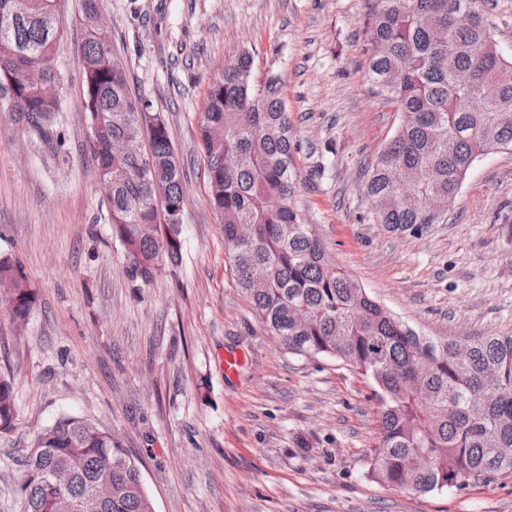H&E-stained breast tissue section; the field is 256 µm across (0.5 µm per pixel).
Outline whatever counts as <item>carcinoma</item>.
<instances>
[{"label":"carcinoma","instance_id":"carcinoma-1","mask_svg":"<svg viewBox=\"0 0 512 512\" xmlns=\"http://www.w3.org/2000/svg\"><path fill=\"white\" fill-rule=\"evenodd\" d=\"M477 0H374L367 23V73L401 120L372 161L365 197L377 223L394 230L446 224L399 202L403 173L412 190L442 202L456 197L481 156L512 148V58L497 48ZM472 9L474 21L454 23ZM98 0H81L82 87L91 143L107 195L112 231L135 280L151 281L159 261H180L183 173L166 120L132 97L112 47L91 27ZM444 32L456 45L448 54ZM54 0H0V109L11 112L50 156L60 158L61 101L41 96L64 87ZM468 71V87L455 74ZM208 200L221 220L224 249L251 312L289 353L332 358L369 376L378 400L381 444L369 476L426 494L490 475L512 474V334L467 339L459 362L454 339L424 336L395 318L333 266L314 225L294 204L291 133L278 80L258 84L250 52L236 53L210 85L200 120ZM131 142L114 155L110 141ZM0 296L26 321L35 305L21 260L0 253ZM482 406L475 419L470 404ZM16 417L15 389L0 375V431ZM19 491L24 512H154L140 470L112 434L63 415L38 436Z\"/></svg>","mask_w":512,"mask_h":512}]
</instances>
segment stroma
Instances as JSON below:
<instances>
[{
	"label": "stroma",
	"instance_id": "1",
	"mask_svg": "<svg viewBox=\"0 0 512 512\" xmlns=\"http://www.w3.org/2000/svg\"><path fill=\"white\" fill-rule=\"evenodd\" d=\"M372 0H99L133 96L169 125L184 171L182 262L132 280L112 236L81 87L80 0H56L64 153L47 159L0 112V251L23 263L35 306L0 301V373L17 417L0 433V512H24L23 461L72 414L111 432L138 464L155 512H512V476L428 494L368 477L379 408L343 363L289 354L241 295L207 200L199 118L242 49L274 75L301 148L295 205L336 267L420 334L512 333V150L480 157L444 224L394 230L365 197L370 159L400 114L373 93ZM512 57V0H482ZM227 352L246 361L233 376Z\"/></svg>",
	"mask_w": 512,
	"mask_h": 512
}]
</instances>
